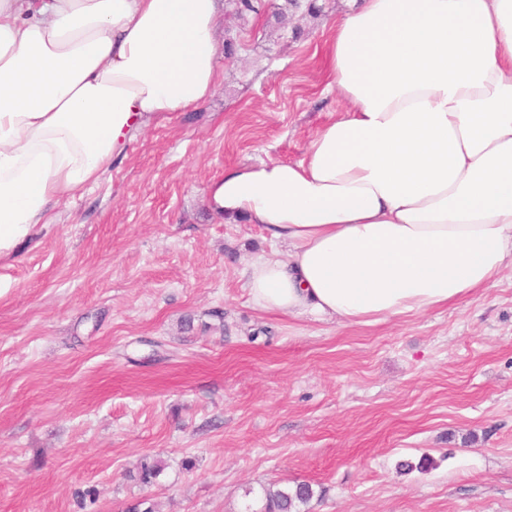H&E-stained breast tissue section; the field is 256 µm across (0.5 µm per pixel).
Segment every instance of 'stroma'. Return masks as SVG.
Here are the masks:
<instances>
[{"label":"stroma","mask_w":512,"mask_h":512,"mask_svg":"<svg viewBox=\"0 0 512 512\" xmlns=\"http://www.w3.org/2000/svg\"><path fill=\"white\" fill-rule=\"evenodd\" d=\"M281 2L227 10L212 97L0 257V512H260L298 482L300 512H512V272L371 326L249 300L270 243L204 190L299 160L345 107L326 42L351 0H299L283 23ZM309 483H296L293 486L266 487L263 490L264 512H300L299 506L307 503L313 496Z\"/></svg>","instance_id":"obj_1"}]
</instances>
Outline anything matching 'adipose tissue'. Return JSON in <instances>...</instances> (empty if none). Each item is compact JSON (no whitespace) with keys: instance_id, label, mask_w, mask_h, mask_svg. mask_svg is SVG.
<instances>
[{"instance_id":"adipose-tissue-1","label":"adipose tissue","mask_w":512,"mask_h":512,"mask_svg":"<svg viewBox=\"0 0 512 512\" xmlns=\"http://www.w3.org/2000/svg\"><path fill=\"white\" fill-rule=\"evenodd\" d=\"M221 0H0V256L218 80ZM346 108L295 162L225 171V223L285 247L244 271L261 311L372 325L512 269V0H355L331 27Z\"/></svg>"}]
</instances>
